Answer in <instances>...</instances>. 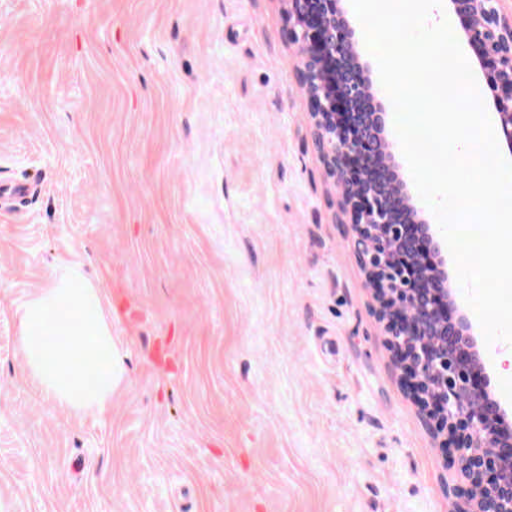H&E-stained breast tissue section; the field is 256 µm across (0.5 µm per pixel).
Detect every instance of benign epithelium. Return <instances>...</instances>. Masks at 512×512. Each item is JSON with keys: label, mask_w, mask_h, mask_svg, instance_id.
I'll list each match as a JSON object with an SVG mask.
<instances>
[{"label": "benign epithelium", "mask_w": 512, "mask_h": 512, "mask_svg": "<svg viewBox=\"0 0 512 512\" xmlns=\"http://www.w3.org/2000/svg\"><path fill=\"white\" fill-rule=\"evenodd\" d=\"M302 65L298 83L315 143L337 182L360 266L400 379L443 438L466 484L459 512H512V427L478 381L481 362L463 319H452L444 260L421 261L415 220L382 138L385 108L361 75L338 0H284ZM494 94L499 145L512 154V16L501 0H449Z\"/></svg>", "instance_id": "obj_1"}]
</instances>
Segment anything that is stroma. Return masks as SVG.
<instances>
[{
  "instance_id": "1",
  "label": "stroma",
  "mask_w": 512,
  "mask_h": 512,
  "mask_svg": "<svg viewBox=\"0 0 512 512\" xmlns=\"http://www.w3.org/2000/svg\"><path fill=\"white\" fill-rule=\"evenodd\" d=\"M282 0H0V512H457L319 158ZM384 137L432 244L393 121ZM101 290L128 383L47 400L17 333ZM478 336L512 409V344Z\"/></svg>"
}]
</instances>
